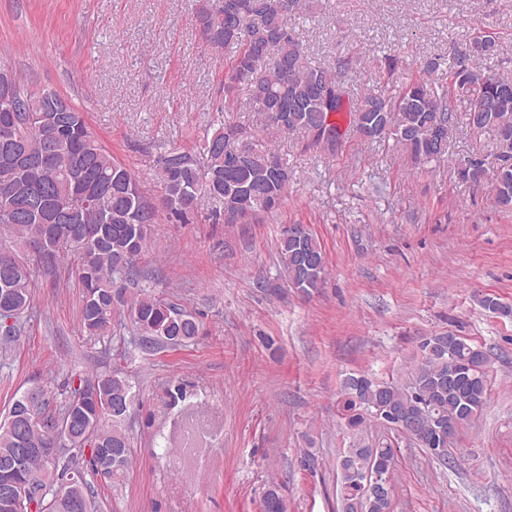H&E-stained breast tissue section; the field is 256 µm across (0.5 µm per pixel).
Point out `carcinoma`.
<instances>
[{"label":"carcinoma","mask_w":512,"mask_h":512,"mask_svg":"<svg viewBox=\"0 0 512 512\" xmlns=\"http://www.w3.org/2000/svg\"><path fill=\"white\" fill-rule=\"evenodd\" d=\"M252 0H201L196 22L211 47L233 48L235 55L224 71L223 98L215 111L246 94L245 105L269 122L267 113H281L287 131L306 136L307 146L331 155L342 146L345 132L332 117L345 109L347 96L343 72L349 61L336 66L314 64L290 20L303 14L306 0H259L262 27L251 25L244 14ZM470 45L448 56V84L429 78L440 63L431 60L423 75L396 96L372 91L349 110L348 129L368 143L393 141L418 165L437 161L448 147L435 148L434 125L448 131L456 125L455 96L469 101L466 126L472 114L488 104L478 132L491 131L503 149L497 156L492 190L501 204L512 205V92L500 95L482 79L495 74L486 64L496 37L478 33ZM56 92L18 86L15 99H0V229H7L14 249L0 248L10 263L0 262V300L14 309L11 335L18 336L33 304V267L29 245L49 235V215L62 201L82 198L90 187L109 186L110 197L90 211L82 223L80 240L68 237L74 228L57 225L63 240L37 262L46 269L71 254L82 288L81 326L90 334L112 331L117 306L126 309L134 339L143 348L181 346L195 340L202 322L189 310L139 289L126 294V284L138 277L137 260L145 253L157 208L141 195L132 172L115 162L88 129L83 113L52 109ZM245 128L221 123L207 137L199 153L172 147L157 158L163 206L176 220L185 222L197 194L213 202V222L247 224L263 213L277 210L290 182L288 160L240 145ZM280 269L288 286L310 294L322 287L327 275L325 253L311 230L301 237L280 231L277 238ZM422 358L411 381L399 386L366 374L347 376L340 388L339 411L345 427L357 434L366 417L408 436L436 461L448 459V433L471 423L487 401L488 374L482 350L461 336H427L420 342ZM95 385L99 402L86 398L85 388ZM38 411L45 425L24 429L0 423V464L16 448H42L46 433L72 419V436L54 457L38 461L45 471V502L79 496L94 512L88 475L101 476L114 486L126 480L132 464L127 413L106 411L122 400L134 405L138 396L130 380L119 372L81 376L69 382L67 395L55 408L42 386H36ZM95 446L85 456L87 444ZM383 469L387 494L362 493L359 482L373 466ZM394 453L381 443L365 448L356 440L340 456L341 512H391ZM264 512H286L277 487L263 497Z\"/></svg>","instance_id":"1"}]
</instances>
